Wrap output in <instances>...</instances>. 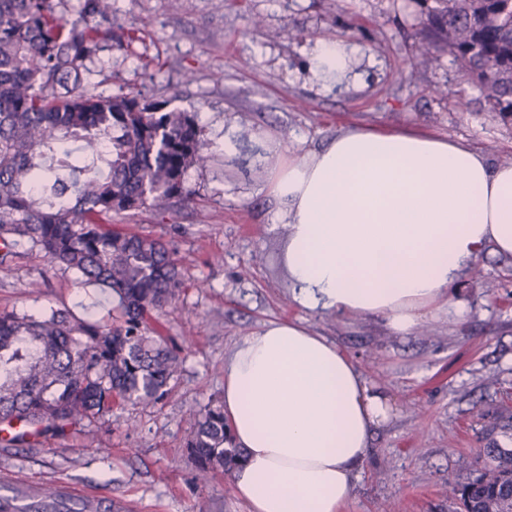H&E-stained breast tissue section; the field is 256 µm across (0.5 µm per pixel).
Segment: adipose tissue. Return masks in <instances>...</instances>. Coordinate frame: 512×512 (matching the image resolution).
<instances>
[{"label": "adipose tissue", "mask_w": 512, "mask_h": 512, "mask_svg": "<svg viewBox=\"0 0 512 512\" xmlns=\"http://www.w3.org/2000/svg\"><path fill=\"white\" fill-rule=\"evenodd\" d=\"M348 44L320 43L316 78L347 74ZM267 187L287 225L283 265L303 311L380 319L409 335L460 315L453 292L485 249L512 256V164L444 136L350 128L276 162ZM235 492L249 512H344L390 418L356 361L301 320L270 321L224 357Z\"/></svg>", "instance_id": "obj_1"}]
</instances>
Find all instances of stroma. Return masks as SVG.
<instances>
[{
  "label": "stroma",
  "instance_id": "obj_1",
  "mask_svg": "<svg viewBox=\"0 0 512 512\" xmlns=\"http://www.w3.org/2000/svg\"><path fill=\"white\" fill-rule=\"evenodd\" d=\"M128 45L90 62L93 94L137 96L194 115L212 154L190 170L195 200L113 216L126 231L163 236L182 266L178 297L154 322L182 345V364L157 405L126 406L88 438L71 432L32 447H1L0 471L47 486L70 483L127 501L131 512H247L234 476L196 480L185 443L195 415L219 404L224 354L262 322L302 317L353 355L385 387L391 418L374 436L346 512H448V489L484 466L479 448L512 442L493 429L512 409V259L476 263L457 318H426L408 336L375 318L302 314L294 304L275 224L267 168L224 158V132L244 145L264 137L271 161L318 148L356 126L415 127L461 141L492 162L512 161V119L493 117L447 48L428 37L432 0H112ZM348 39L351 77L316 79L319 41ZM111 292L84 285L20 244L0 267V310L65 307L106 321Z\"/></svg>",
  "mask_w": 512,
  "mask_h": 512
}]
</instances>
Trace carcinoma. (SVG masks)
<instances>
[{
  "mask_svg": "<svg viewBox=\"0 0 512 512\" xmlns=\"http://www.w3.org/2000/svg\"><path fill=\"white\" fill-rule=\"evenodd\" d=\"M429 35L448 45L501 119L512 117V0H435ZM112 0H82L79 18L54 0H0V265L22 242L116 300L112 321L0 311V424L7 445L65 435L126 404L155 405L181 359L151 335L152 314L178 296L182 274L160 236L112 227V216L191 199L188 171L212 155L195 117L128 95L84 92L87 62L133 40L112 24ZM206 483L242 457L222 406L195 417L186 442ZM481 473L453 490L462 512H512V448L480 449Z\"/></svg>",
  "mask_w": 512,
  "mask_h": 512,
  "instance_id": "cac0c4a2",
  "label": "carcinoma"
}]
</instances>
